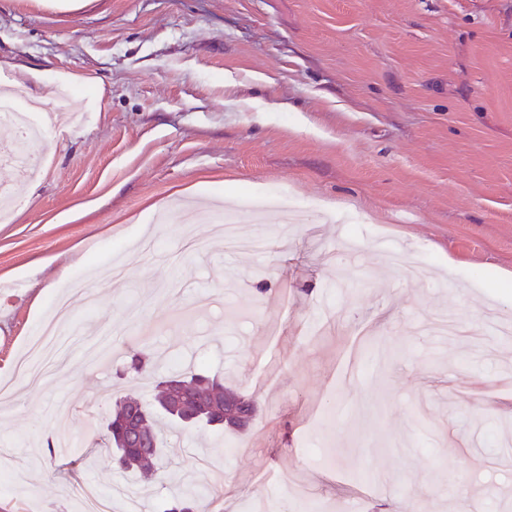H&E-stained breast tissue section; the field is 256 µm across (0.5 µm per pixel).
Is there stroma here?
Instances as JSON below:
<instances>
[{
    "label": "stroma",
    "instance_id": "obj_1",
    "mask_svg": "<svg viewBox=\"0 0 512 512\" xmlns=\"http://www.w3.org/2000/svg\"><path fill=\"white\" fill-rule=\"evenodd\" d=\"M81 2L0 0L44 117L39 175L0 164V512H80L81 482L163 512L202 458L226 512H512L486 318L512 321V0ZM228 213L268 251H225ZM120 257L103 300L70 289ZM63 292L72 346L33 388ZM188 366L254 395L247 432L170 430L162 480L113 469L115 400ZM67 313L63 310L52 311L42 325L38 336L32 347L31 356L23 365V372L31 379H37L41 376V359L43 352L53 342L58 341L61 336H67L65 329L67 327Z\"/></svg>",
    "mask_w": 512,
    "mask_h": 512
}]
</instances>
